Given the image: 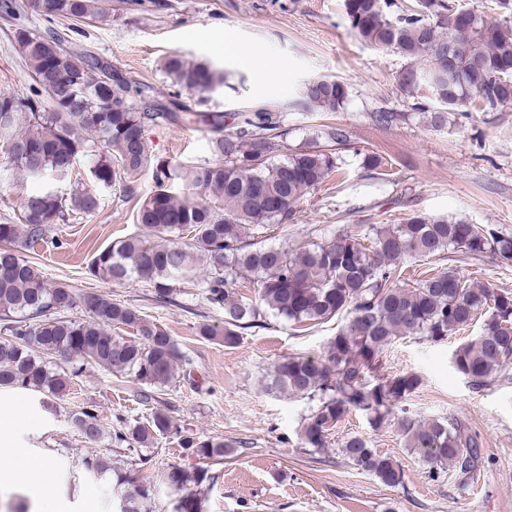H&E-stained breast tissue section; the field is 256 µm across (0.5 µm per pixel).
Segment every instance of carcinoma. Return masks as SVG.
Listing matches in <instances>:
<instances>
[{
    "label": "carcinoma",
    "mask_w": 512,
    "mask_h": 512,
    "mask_svg": "<svg viewBox=\"0 0 512 512\" xmlns=\"http://www.w3.org/2000/svg\"><path fill=\"white\" fill-rule=\"evenodd\" d=\"M34 8L46 17L72 22L108 21L97 0H7L9 16ZM351 27L374 48L402 56L400 90L429 125L443 124L447 113L502 112L512 107V0H496V17L478 10H451L446 0H344ZM13 40L34 82L30 94L0 93V158L25 177L64 182L80 156L93 157L91 175L104 187L129 186L151 165L146 128L159 123L211 127L210 159L153 169L158 190L137 210L148 234L112 242L91 260L90 270L103 281L131 280L168 297L182 282L202 283L207 301L224 313V325L203 324L198 334L233 348L240 331L259 326L266 313L294 323H343L323 355L286 356L274 364L270 388L304 396L316 405L303 419L299 440L307 448L326 447L327 438L351 411L364 414L372 427L389 420L395 403L412 395L421 379L412 373L387 377L380 357L395 340L416 336L441 342L480 324L478 336L454 353L455 369L482 386L512 364V291L468 281L453 270L416 280L397 276L392 264L410 257L437 259L448 251L494 256L512 265V235L484 224L412 216L400 224H371L362 233L339 230L333 238L298 249L249 243V230L294 221L305 195L339 170L336 153L313 146L277 159L283 151L285 105L264 102L238 113L239 126L224 132V116L200 112L154 88L128 80L88 52L82 58L64 47L52 30L42 33L16 25ZM164 72L180 88L195 92L224 84V76L204 63L169 55ZM50 106H45L41 95ZM347 97L343 82L324 77L309 82L302 104L335 112ZM177 181L193 191L187 198L167 186ZM98 199L84 189L65 197L53 189L25 198L18 222L0 224V320L10 336L0 339V388H19L61 399L71 390L84 364L150 388H165L189 375L192 357L168 331L111 296L78 297L70 286L47 283L20 251L53 238L71 216L91 215ZM206 263L199 278L196 258ZM255 296L243 295L245 285ZM82 306L87 318L67 313ZM123 326L136 334L112 335ZM73 422L93 445L103 437L96 411L87 407ZM399 427L429 473L450 468L473 472L479 445L456 418L399 419ZM173 429L157 409L145 421L115 433L119 442L152 447ZM181 445L202 459L221 460L234 444L222 437L181 436ZM350 464L396 486L402 471L396 460L373 448L361 434L338 443ZM88 478L112 480L113 512H149L155 485L132 471L117 470L97 450L82 459ZM214 479L207 469L172 468L162 482L180 493L174 512H202L193 489Z\"/></svg>",
    "instance_id": "cac0c4a2"
}]
</instances>
